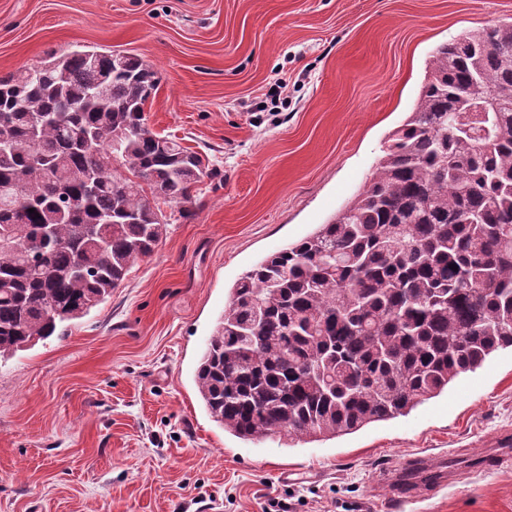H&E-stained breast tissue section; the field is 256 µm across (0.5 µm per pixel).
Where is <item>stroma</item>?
<instances>
[{
  "label": "stroma",
  "mask_w": 512,
  "mask_h": 512,
  "mask_svg": "<svg viewBox=\"0 0 512 512\" xmlns=\"http://www.w3.org/2000/svg\"><path fill=\"white\" fill-rule=\"evenodd\" d=\"M512 0H0V76L79 48L161 81L148 127L209 158L194 213L105 302L0 361V512H512V351L409 415L284 447L215 423L194 380L239 278L363 190L435 49ZM288 82L279 119L257 111ZM451 452L448 487L395 501L387 475Z\"/></svg>",
  "instance_id": "obj_1"
}]
</instances>
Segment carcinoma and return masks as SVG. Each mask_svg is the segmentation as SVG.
Here are the masks:
<instances>
[{
    "label": "carcinoma",
    "mask_w": 512,
    "mask_h": 512,
    "mask_svg": "<svg viewBox=\"0 0 512 512\" xmlns=\"http://www.w3.org/2000/svg\"><path fill=\"white\" fill-rule=\"evenodd\" d=\"M159 84L80 49L0 77V360L103 303L166 234L160 204L193 202L208 165L148 127ZM464 89L495 110L456 116ZM506 348L512 20L435 50L364 189L232 288L196 383L224 431L291 447L405 416Z\"/></svg>",
    "instance_id": "1"
}]
</instances>
